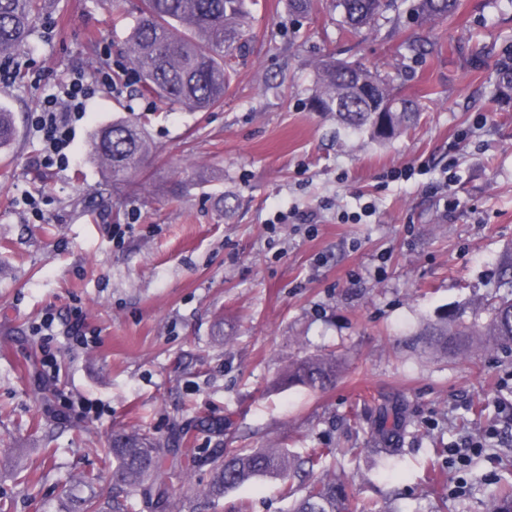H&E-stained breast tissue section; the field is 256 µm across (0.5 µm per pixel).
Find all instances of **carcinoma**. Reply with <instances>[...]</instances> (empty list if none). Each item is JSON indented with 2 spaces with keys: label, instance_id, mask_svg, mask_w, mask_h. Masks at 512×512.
I'll use <instances>...</instances> for the list:
<instances>
[{
  "label": "carcinoma",
  "instance_id": "carcinoma-1",
  "mask_svg": "<svg viewBox=\"0 0 512 512\" xmlns=\"http://www.w3.org/2000/svg\"><path fill=\"white\" fill-rule=\"evenodd\" d=\"M398 0H335L342 23L351 32L375 26ZM414 22L423 25L436 19H451L458 0H408ZM45 10L44 0H0V58L23 49ZM245 0H142L139 17L130 29L127 43L130 62L140 75L142 91L166 105H179L195 112L220 106L229 89L231 74L226 57L241 48L238 40L245 25ZM382 85L383 97H396L390 83L378 72L360 64L327 57L317 65V82L309 98L313 111L334 112L347 128L367 133L383 142L413 124L417 109L402 99L400 112H373L368 100L353 94L360 78ZM496 90L512 88V54H505L496 68ZM16 137L12 113L0 107V150L8 149ZM155 146L135 124L117 121L94 130L87 153L108 172L112 182H126L143 168ZM500 287L505 292L488 308L489 321L450 324L448 319L428 323L419 332L430 351L442 358L484 342L512 348V252L499 264ZM339 365L333 356L306 357L288 366L285 379L293 385L325 389L335 380ZM408 417L398 400L382 405L370 427L374 452L396 466L403 456L401 443ZM112 460V482L117 490L110 512H126L120 494L137 490L143 497L171 507L161 489V477L175 469L188 472L189 449L180 447L143 429L112 434L104 449ZM332 453L314 448L304 456L281 447L232 451L218 457L214 481L202 494L220 498L230 489L258 478L279 481L285 495L295 498L293 512H349L344 482L324 476L305 494L297 495L294 479L320 468ZM99 476L80 473L75 478L81 495L64 512H103L96 495ZM486 512H512V484L491 499Z\"/></svg>",
  "mask_w": 512,
  "mask_h": 512
}]
</instances>
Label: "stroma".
Instances as JSON below:
<instances>
[{
    "instance_id": "35a3bbf8",
    "label": "stroma",
    "mask_w": 512,
    "mask_h": 512,
    "mask_svg": "<svg viewBox=\"0 0 512 512\" xmlns=\"http://www.w3.org/2000/svg\"><path fill=\"white\" fill-rule=\"evenodd\" d=\"M139 3L50 0L28 45L0 64V106L17 126L0 152V455L18 464L0 470V501L63 512L86 471L101 473L109 497L107 440L140 428L192 448L188 475L164 479L185 512H290L274 480L201 494L217 455L272 443L334 449L326 463L351 512H486L512 471L480 453L450 464L448 446L493 426L490 446L512 454V350L444 360L418 350L415 333L487 317L512 252V102L494 87L512 0H459L453 19L423 27L391 10L357 35L331 0L303 16L287 0H257L235 81L208 112L140 93L126 45ZM417 40L420 57L407 49ZM328 56L379 66L416 102V123L380 144L312 111ZM107 66L123 92L88 102L69 166L45 171L30 113L74 71ZM118 119L156 147L131 190L84 153L90 132ZM443 179L447 191L435 192ZM368 202L375 215L342 223ZM282 211L288 223H276ZM76 306L98 345L32 336L45 313L61 329ZM330 352L341 369L326 389L280 384L292 361ZM393 399L412 420L394 468L368 442L378 405ZM216 419L223 436L200 430Z\"/></svg>"
}]
</instances>
